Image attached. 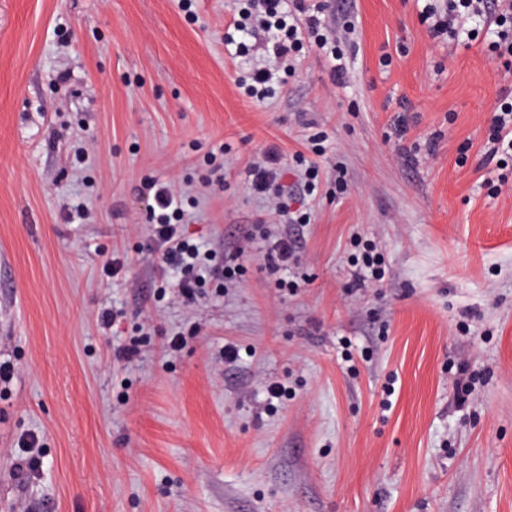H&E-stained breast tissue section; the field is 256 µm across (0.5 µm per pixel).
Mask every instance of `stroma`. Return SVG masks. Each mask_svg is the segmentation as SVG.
<instances>
[{
	"instance_id": "stroma-1",
	"label": "stroma",
	"mask_w": 512,
	"mask_h": 512,
	"mask_svg": "<svg viewBox=\"0 0 512 512\" xmlns=\"http://www.w3.org/2000/svg\"><path fill=\"white\" fill-rule=\"evenodd\" d=\"M322 2L348 73L307 44L257 101L239 83L274 58L260 30L225 43L241 0H0V512H512V189L484 158L512 72L416 0ZM272 146L308 218L271 226L288 289L249 236ZM152 177L185 189L186 238L247 248L241 275L158 298Z\"/></svg>"
}]
</instances>
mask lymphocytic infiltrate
Instances as JSON below:
<instances>
[{
    "mask_svg": "<svg viewBox=\"0 0 512 512\" xmlns=\"http://www.w3.org/2000/svg\"><path fill=\"white\" fill-rule=\"evenodd\" d=\"M255 10V19L262 30L272 33V51L276 58L287 61L295 57L303 42L313 43L331 63L332 77H343L346 65L337 43L317 13L308 12L305 0H293V9L304 16L303 24L288 20L284 0H249ZM420 15L428 21L433 37L449 42L463 38L476 39L478 29L469 25L470 20L485 19L492 33L486 41L489 56L501 63L504 69L512 68V0H448L445 9L434 4L422 7ZM493 134L485 151L486 164L501 171L512 163V96L502 95L496 108L492 125ZM251 191L265 197L279 223L288 221V187L281 181V156L277 151L266 150L253 161L247 171ZM150 203L146 214L153 252L158 258L156 270L161 276L160 290L171 291L185 299H192L196 290L206 282L233 278L236 261L244 259V248H237L232 262L224 267L213 264L211 252L190 242L183 233V192L174 182L151 180L148 185ZM181 269L182 276L169 280L167 268Z\"/></svg>",
    "mask_w": 512,
    "mask_h": 512,
    "instance_id": "f902f5d3",
    "label": "lymphocytic infiltrate"
}]
</instances>
